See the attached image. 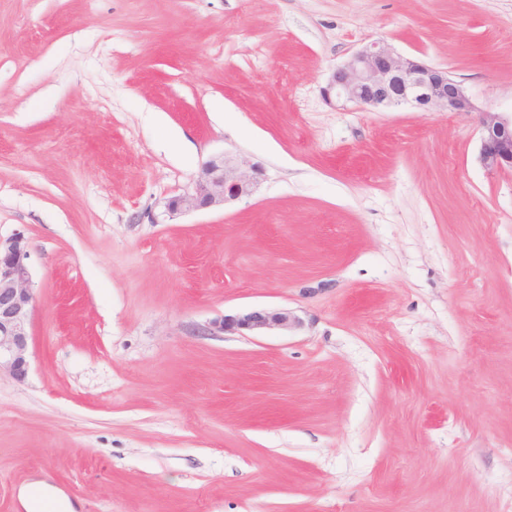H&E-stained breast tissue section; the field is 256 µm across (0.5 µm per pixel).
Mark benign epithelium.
<instances>
[{
  "label": "benign epithelium",
  "instance_id": "7a95c632",
  "mask_svg": "<svg viewBox=\"0 0 512 512\" xmlns=\"http://www.w3.org/2000/svg\"><path fill=\"white\" fill-rule=\"evenodd\" d=\"M324 95L370 111L400 106L419 112L478 111L464 85L448 71L399 54L382 41L363 46L336 66ZM480 128L481 166L489 172L512 171V114L482 111ZM260 175L257 166L236 155L214 154L203 163L190 193L166 201L165 213L174 218L187 211L224 207L251 195ZM28 248L27 239L20 235L0 244V370L19 381L28 372V327L35 304ZM301 325L286 308H258L226 316L213 328L222 334L247 331L260 336Z\"/></svg>",
  "mask_w": 512,
  "mask_h": 512
}]
</instances>
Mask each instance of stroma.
<instances>
[{
  "mask_svg": "<svg viewBox=\"0 0 512 512\" xmlns=\"http://www.w3.org/2000/svg\"><path fill=\"white\" fill-rule=\"evenodd\" d=\"M475 112L323 96L361 46ZM512 0H0V239L29 372L0 373V512H512ZM255 192L167 219L202 163ZM285 308L286 333L210 324ZM481 148L478 160L489 172L512 171V113L479 111ZM28 248L20 235L0 242V373L6 370L19 381L28 372V327L35 304Z\"/></svg>",
  "mask_w": 512,
  "mask_h": 512,
  "instance_id": "obj_1",
  "label": "stroma"
}]
</instances>
